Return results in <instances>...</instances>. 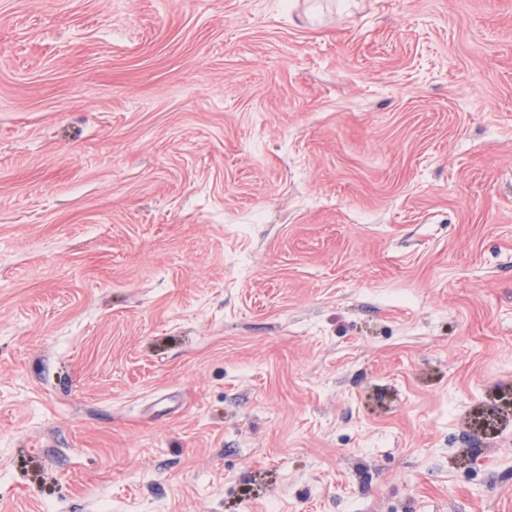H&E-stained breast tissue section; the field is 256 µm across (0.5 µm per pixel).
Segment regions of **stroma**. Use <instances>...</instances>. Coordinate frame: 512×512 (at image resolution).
Wrapping results in <instances>:
<instances>
[{
	"label": "stroma",
	"instance_id": "obj_1",
	"mask_svg": "<svg viewBox=\"0 0 512 512\" xmlns=\"http://www.w3.org/2000/svg\"><path fill=\"white\" fill-rule=\"evenodd\" d=\"M0 512H512V0H0Z\"/></svg>",
	"mask_w": 512,
	"mask_h": 512
}]
</instances>
